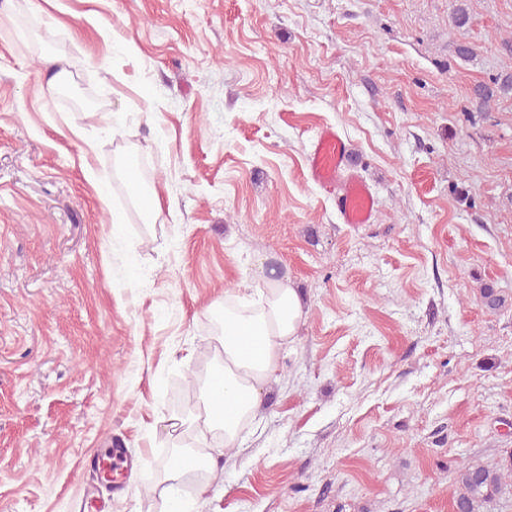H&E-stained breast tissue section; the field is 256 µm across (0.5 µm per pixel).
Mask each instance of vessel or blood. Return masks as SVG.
<instances>
[{
	"mask_svg": "<svg viewBox=\"0 0 512 512\" xmlns=\"http://www.w3.org/2000/svg\"><path fill=\"white\" fill-rule=\"evenodd\" d=\"M308 172L318 185L335 192L342 223L373 222L378 205L374 192L360 174L349 144L335 128L323 127L313 136ZM98 467L107 482L119 486L126 483L117 454L100 458Z\"/></svg>",
	"mask_w": 512,
	"mask_h": 512,
	"instance_id": "1",
	"label": "vessel or blood"
}]
</instances>
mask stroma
Instances as JSON below:
<instances>
[{
	"label": "stroma",
	"instance_id": "35a3bbf8",
	"mask_svg": "<svg viewBox=\"0 0 512 512\" xmlns=\"http://www.w3.org/2000/svg\"><path fill=\"white\" fill-rule=\"evenodd\" d=\"M455 5L0 0V512H157L170 391L271 268L304 312L257 419L208 439L221 512H453L458 468L512 448V96L472 100L512 74V0ZM324 126L373 223L309 178ZM114 448L122 493L91 468Z\"/></svg>",
	"mask_w": 512,
	"mask_h": 512
}]
</instances>
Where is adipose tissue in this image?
<instances>
[{"mask_svg": "<svg viewBox=\"0 0 512 512\" xmlns=\"http://www.w3.org/2000/svg\"><path fill=\"white\" fill-rule=\"evenodd\" d=\"M265 286L258 303L230 301L215 312L220 353L211 361L202 406L186 418L199 439L219 431L225 447L235 445L263 403L282 348L294 340L302 315L298 292L276 279L266 280Z\"/></svg>", "mask_w": 512, "mask_h": 512, "instance_id": "ef3b65f1", "label": "adipose tissue"}]
</instances>
